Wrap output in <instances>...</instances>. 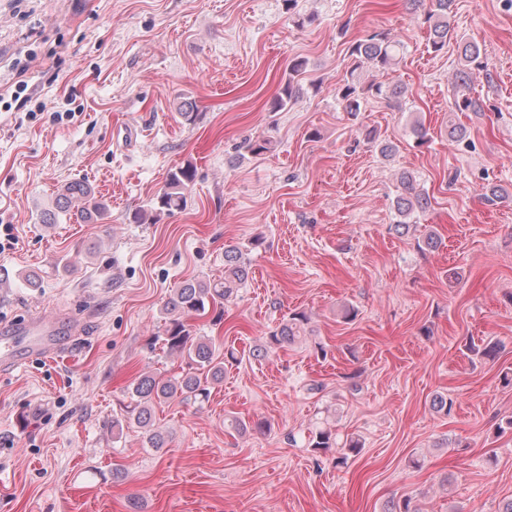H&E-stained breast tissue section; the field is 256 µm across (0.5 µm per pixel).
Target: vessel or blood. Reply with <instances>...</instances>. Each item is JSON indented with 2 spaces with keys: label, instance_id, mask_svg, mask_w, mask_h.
<instances>
[{
  "label": "vessel or blood",
  "instance_id": "1",
  "mask_svg": "<svg viewBox=\"0 0 512 512\" xmlns=\"http://www.w3.org/2000/svg\"><path fill=\"white\" fill-rule=\"evenodd\" d=\"M68 343L60 323L39 317L0 330V369H18L30 359L64 349Z\"/></svg>",
  "mask_w": 512,
  "mask_h": 512
}]
</instances>
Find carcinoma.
Instances as JSON below:
<instances>
[{"mask_svg": "<svg viewBox=\"0 0 512 512\" xmlns=\"http://www.w3.org/2000/svg\"><path fill=\"white\" fill-rule=\"evenodd\" d=\"M409 10L421 13V23L426 25L428 48L439 53L448 48L453 30L449 15L453 0H407ZM403 46L390 37L374 33L351 46L353 60L350 79L337 91V96L348 112L361 111L362 101L369 95L379 96L391 102L401 103L406 90L399 83L361 84L355 71L367 64L374 69L387 70L395 62ZM306 68V60L294 58L288 63V78L280 87L273 102V110L280 111L297 100L301 88L296 77ZM485 68L482 50L474 42L463 44L461 69L456 73L454 106L458 112L477 111L481 108L479 99L471 95L470 74L473 69ZM196 169L187 163L170 171L161 193L152 201L150 210L138 209L129 217L131 224H144L149 220L148 212L183 210L187 205L186 191L194 183ZM400 192L394 207L403 220L394 225L395 231L409 229L407 218L417 210L428 207L430 195L413 174L403 171L398 176ZM80 199L83 206L71 210L72 200ZM57 208L69 214L77 224H86L108 215L106 204L97 199L89 186L83 182L68 185L58 198ZM250 267L246 262L244 249L240 246L224 247V277L219 280H187L171 289L163 305L164 327L157 333L160 349L185 362L181 372L165 376L145 372L138 376L126 391V401L120 414L112 417V430L122 432L126 426L134 425L142 434L149 448L160 450L167 447L169 435L157 424L155 408L175 399L198 402L209 400L211 390L224 381V359H235L234 352L220 353L216 341L209 336H200L193 329L191 321L210 316V325L219 326L224 319V303L237 296L240 288L249 278ZM308 318L297 312L284 318L269 332L263 345L257 348L258 355L293 344L306 331ZM309 447L325 452L336 447V436L328 427L315 430L309 439Z\"/></svg>", "mask_w": 512, "mask_h": 512, "instance_id": "carcinoma-1", "label": "carcinoma"}]
</instances>
